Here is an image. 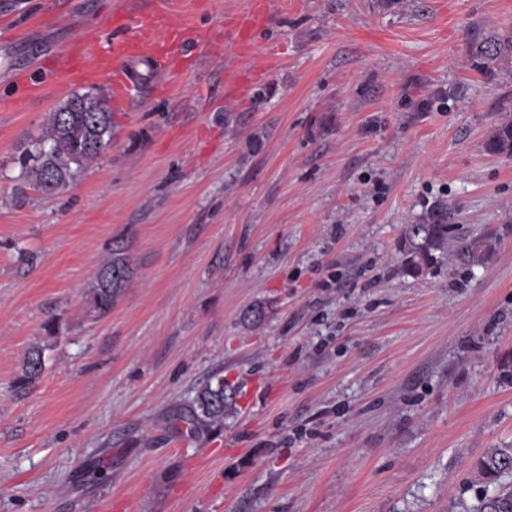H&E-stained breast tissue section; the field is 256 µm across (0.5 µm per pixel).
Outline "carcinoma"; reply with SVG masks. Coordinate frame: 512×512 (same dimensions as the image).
<instances>
[{"instance_id":"cac0c4a2","label":"carcinoma","mask_w":512,"mask_h":512,"mask_svg":"<svg viewBox=\"0 0 512 512\" xmlns=\"http://www.w3.org/2000/svg\"><path fill=\"white\" fill-rule=\"evenodd\" d=\"M468 53L479 60L484 69L512 60V30L472 40ZM111 141L112 112L107 98L94 91L73 94L48 113L41 134L21 148L16 159L20 188L39 193L66 190L85 167L101 155L91 146L99 142L107 147ZM486 147L494 154L512 156L511 112L501 115L490 132ZM398 251L403 272L418 278L435 268L450 252L472 265H483L492 257L494 247L488 239L464 235L456 223L455 212L442 203H435L420 221L403 225ZM132 275L125 248L120 244L109 248L88 289L89 309L93 316L101 317L112 310ZM43 369L42 349L30 350L18 378L19 391H26ZM234 391L235 387L225 382L224 377L213 376L197 392L188 412L178 415L177 420L188 424L193 434L224 424V416L235 408ZM476 473L492 481L506 474L512 475V447L492 449L477 463ZM478 512H512V485H499L485 493Z\"/></svg>"}]
</instances>
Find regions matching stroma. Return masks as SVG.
<instances>
[{
  "instance_id": "35a3bbf8",
  "label": "stroma",
  "mask_w": 512,
  "mask_h": 512,
  "mask_svg": "<svg viewBox=\"0 0 512 512\" xmlns=\"http://www.w3.org/2000/svg\"><path fill=\"white\" fill-rule=\"evenodd\" d=\"M251 2L0 0V512H476L512 446V157L485 147L512 67L466 47L512 0H284L238 55ZM136 8L215 54L132 62L106 151L17 201L18 147L90 88L44 70ZM437 202L494 254L407 276ZM116 240L133 275L96 319ZM216 373L236 409L191 434L172 416ZM44 354L42 349L33 348L23 361L22 374L18 378V389L25 392L29 386L40 376L44 369ZM481 478L498 481L503 475H512V447L493 448L476 467Z\"/></svg>"
}]
</instances>
